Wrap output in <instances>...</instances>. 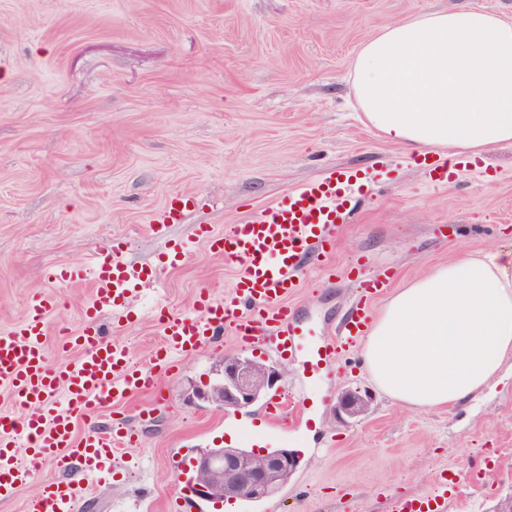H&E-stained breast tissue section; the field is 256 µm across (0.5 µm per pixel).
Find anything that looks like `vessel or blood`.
<instances>
[{
    "instance_id": "obj_1",
    "label": "vessel or blood",
    "mask_w": 512,
    "mask_h": 512,
    "mask_svg": "<svg viewBox=\"0 0 512 512\" xmlns=\"http://www.w3.org/2000/svg\"><path fill=\"white\" fill-rule=\"evenodd\" d=\"M369 180L366 172L338 168L288 192L230 232L200 229L197 239L241 265L242 271L224 297L200 290L190 315L159 312L164 341L154 358L157 366L173 371L175 356L200 351L228 333L238 345H259L301 360L309 380L317 381L336 349L351 346L365 333L371 303L391 288L392 278L379 273L362 280L364 298L335 339L299 320L286 298L299 285L306 256L326 253L327 229L359 207ZM193 203L188 194L171 196L153 219L156 231L183 222ZM123 252V241L116 239L88 267L62 266L49 273L59 283L85 280L91 286L82 327L67 333L61 343L62 348L76 349L74 358L57 366L47 362L43 337L57 306L54 295L32 296L24 320L14 329L0 330V388L19 409L18 414L0 416V498L10 496L49 462L64 470L78 468L88 476L111 473L122 448L131 445V434L120 428L76 432L79 419L122 404L132 394L157 390L155 375L134 365L125 346L107 339L100 323L107 313H132L147 275L146 269L127 263ZM264 411V425L248 433L244 447H259L268 428L285 432L312 423L306 411L287 404L282 396L268 399ZM460 487L457 474H449L440 478L427 500L395 498L390 512H445L449 497ZM77 497L72 483L56 481L29 500L26 512H74Z\"/></svg>"
}]
</instances>
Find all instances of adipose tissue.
<instances>
[{
	"mask_svg": "<svg viewBox=\"0 0 512 512\" xmlns=\"http://www.w3.org/2000/svg\"><path fill=\"white\" fill-rule=\"evenodd\" d=\"M351 88L385 141L478 156L512 144V17L416 12L365 40ZM392 399L435 410L480 396L512 360V249L457 251L396 289L363 340Z\"/></svg>",
	"mask_w": 512,
	"mask_h": 512,
	"instance_id": "ef3b65f1",
	"label": "adipose tissue"
}]
</instances>
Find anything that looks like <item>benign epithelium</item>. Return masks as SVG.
<instances>
[{
  "mask_svg": "<svg viewBox=\"0 0 512 512\" xmlns=\"http://www.w3.org/2000/svg\"><path fill=\"white\" fill-rule=\"evenodd\" d=\"M222 367L221 378L206 390L192 389L191 398L217 408L240 409L256 402L280 378L277 370L239 355L224 356ZM366 406L367 395L347 389L337 399L336 414L356 418ZM296 467L297 459L288 450L261 454L218 444L203 450L194 460L195 488L202 498L214 502L262 499L284 485Z\"/></svg>",
  "mask_w": 512,
  "mask_h": 512,
  "instance_id": "benign-epithelium-1",
  "label": "benign epithelium"
}]
</instances>
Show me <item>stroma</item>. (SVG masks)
I'll return each instance as SVG.
<instances>
[{"label":"stroma","mask_w":512,"mask_h":512,"mask_svg":"<svg viewBox=\"0 0 512 512\" xmlns=\"http://www.w3.org/2000/svg\"><path fill=\"white\" fill-rule=\"evenodd\" d=\"M474 6L512 17V0H0V330L21 321L33 294H55L45 347L49 364L65 361L58 332L81 325L91 288L47 274L117 238L152 277L138 319L103 321L132 363H149L163 335L155 305L188 313L199 290L223 296L240 272L200 242L161 266L166 241L191 240L202 225L228 231L340 166L372 173L364 203L335 228L329 255L310 256L288 298L327 335L359 295L352 266L388 271L398 287L459 248H512V144L483 153L482 171L436 186L417 155L365 125L351 91L350 60L381 28ZM177 193L194 194L195 210L155 234L153 216ZM361 351L338 352L312 383L296 360L224 336L160 373L158 395L78 421L82 434L121 418L137 437L107 480L50 463L0 498V512H25L61 479L79 491L76 512H174L194 458L223 442L227 416L188 394L218 380L228 354L273 362L295 392L325 397L312 428L268 434L267 447L294 451L299 464L240 512H389L391 498L431 496L450 471L464 482L447 512H497L512 497V370L467 407L410 409L373 383ZM344 388L369 393L365 414L337 418Z\"/></svg>","instance_id":"stroma-1"}]
</instances>
